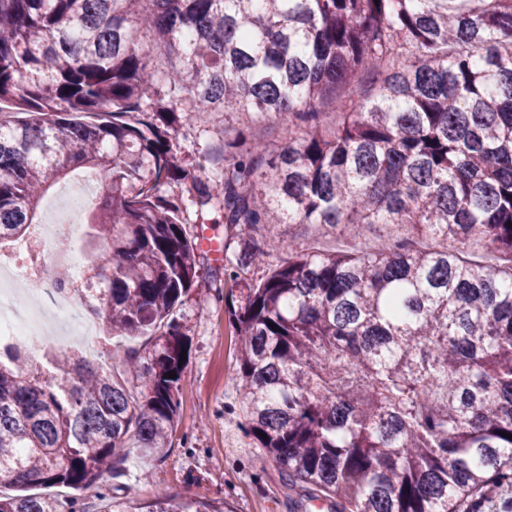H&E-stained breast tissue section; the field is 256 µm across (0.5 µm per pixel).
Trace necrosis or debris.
<instances>
[{
  "label": "necrosis or debris",
  "mask_w": 512,
  "mask_h": 512,
  "mask_svg": "<svg viewBox=\"0 0 512 512\" xmlns=\"http://www.w3.org/2000/svg\"><path fill=\"white\" fill-rule=\"evenodd\" d=\"M78 212V206H71L58 226L19 241L16 262L0 268L1 340L37 344L54 339L62 325L71 335H89L90 324L79 317L72 297L57 292L43 269L30 262L39 253L53 265L73 264L74 246L63 228L76 223Z\"/></svg>",
  "instance_id": "obj_1"
}]
</instances>
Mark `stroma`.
Returning a JSON list of instances; mask_svg holds the SVG:
<instances>
[{
	"instance_id": "stroma-1",
	"label": "stroma",
	"mask_w": 512,
	"mask_h": 512,
	"mask_svg": "<svg viewBox=\"0 0 512 512\" xmlns=\"http://www.w3.org/2000/svg\"><path fill=\"white\" fill-rule=\"evenodd\" d=\"M230 112L209 113L188 130L180 145L200 158L220 145L225 129L236 128ZM283 249L272 263L288 258V245L321 252L352 249L351 240L322 234L312 224H287ZM173 317L188 336L191 352L180 393L177 422L166 455L157 457L131 449L122 463L97 486L80 492L90 512H101V495L134 496L150 502L167 495L223 500L227 512H327L322 500L304 497L263 449L254 446L242 429L244 422L237 391L235 341L224 311L223 289H211L207 298L189 292ZM148 337H95L97 361L125 378L127 354L144 352Z\"/></svg>"
}]
</instances>
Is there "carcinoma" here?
Returning a JSON list of instances; mask_svg holds the SVG:
<instances>
[{"label": "carcinoma", "mask_w": 512, "mask_h": 512, "mask_svg": "<svg viewBox=\"0 0 512 512\" xmlns=\"http://www.w3.org/2000/svg\"><path fill=\"white\" fill-rule=\"evenodd\" d=\"M146 36L183 65L152 69ZM2 104L27 118L0 127V245L86 169L103 246L80 282L51 281L111 335L152 341L125 359L135 395L78 350L0 342V486L87 490L130 449L168 448L188 350L172 313L203 251L166 188L189 180L232 250L208 287L230 285L246 436L333 512L512 509V0H0ZM231 110L281 118L288 138L268 160L237 131L204 182L177 138ZM304 223L386 234L270 265L267 241ZM484 248L511 265L474 260ZM0 512L84 510L0 492Z\"/></svg>", "instance_id": "carcinoma-1"}]
</instances>
